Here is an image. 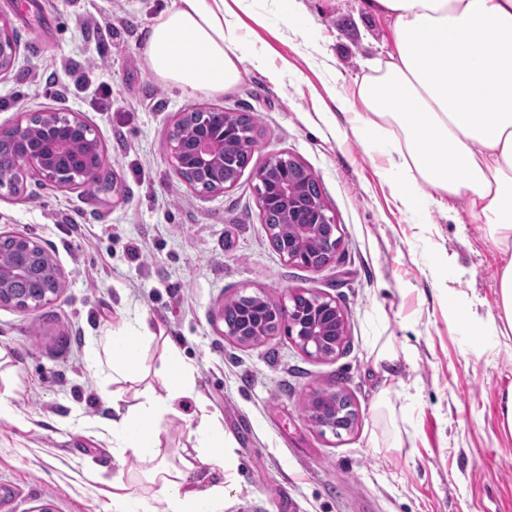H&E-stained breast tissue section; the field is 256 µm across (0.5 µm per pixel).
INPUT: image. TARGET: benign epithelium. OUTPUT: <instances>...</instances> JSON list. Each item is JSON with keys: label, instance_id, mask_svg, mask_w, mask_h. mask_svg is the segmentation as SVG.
<instances>
[{"label": "benign epithelium", "instance_id": "obj_1", "mask_svg": "<svg viewBox=\"0 0 512 512\" xmlns=\"http://www.w3.org/2000/svg\"><path fill=\"white\" fill-rule=\"evenodd\" d=\"M19 42L9 21L0 18V78L11 73ZM239 138L249 155L255 136L245 129V114L194 109L183 112L170 127L166 152L175 172L193 189L222 193L235 185L224 178V136ZM83 145L72 154L75 142ZM104 151L91 126L77 112L26 113L9 128L0 127V189L14 194L24 190L27 178L71 189L99 183ZM260 213L275 206L288 208V217L300 224L264 221L275 252L286 263L311 270L327 267L341 243L340 227L320 195L313 172L288 154L269 156L255 173ZM10 248L0 251V307L37 313L53 304L66 286V274L56 256L30 237L14 233ZM290 304L271 302L257 295H241V316L222 315L223 334L248 344L284 330L305 355L331 359L343 350L346 325L336 299L315 293L289 294ZM308 415L315 426L333 434L350 430L355 416L346 399L321 390L310 393Z\"/></svg>", "mask_w": 512, "mask_h": 512}]
</instances>
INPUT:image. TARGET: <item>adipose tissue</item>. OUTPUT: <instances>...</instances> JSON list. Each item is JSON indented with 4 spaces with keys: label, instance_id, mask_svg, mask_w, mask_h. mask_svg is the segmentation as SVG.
I'll return each instance as SVG.
<instances>
[{
    "label": "adipose tissue",
    "instance_id": "1",
    "mask_svg": "<svg viewBox=\"0 0 512 512\" xmlns=\"http://www.w3.org/2000/svg\"><path fill=\"white\" fill-rule=\"evenodd\" d=\"M242 2L172 0L145 33L149 70L188 93L232 89L241 66L263 64L239 35L235 7ZM365 7L392 19L394 49L368 62L357 85L356 132L380 145L407 213L466 199L487 241L512 251V0H366ZM154 338L145 315L109 339L113 382L137 379L143 346ZM163 360L165 395L113 404L112 450L149 463L165 512H219L234 464L224 428L196 395L183 350L166 343ZM190 396L200 414L198 455L173 464L159 457L160 422Z\"/></svg>",
    "mask_w": 512,
    "mask_h": 512
}]
</instances>
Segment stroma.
Listing matches in <instances>:
<instances>
[{"label": "stroma", "mask_w": 512, "mask_h": 512, "mask_svg": "<svg viewBox=\"0 0 512 512\" xmlns=\"http://www.w3.org/2000/svg\"><path fill=\"white\" fill-rule=\"evenodd\" d=\"M308 34L288 27L283 0H245L241 34L267 66L244 65L235 88L186 95L157 81L142 30L171 0H0L20 44L0 81V126L23 112H77L105 150L115 190L87 193L28 181L0 195V233L19 232L53 251L68 273L59 299L26 315L0 307V512H112L108 483L123 476L153 512L165 505L147 465L112 454L101 419L112 395L133 405L164 394L165 338L183 349L199 392L218 414L237 457L223 512H512V434L500 402L512 387V337L495 335L496 274L508 256L472 224L466 200L410 217L382 177L380 149L356 136L344 113L367 60L392 48L391 19L364 0H301ZM112 90L95 108L78 76ZM64 96H45V82ZM221 108L257 115L251 161L236 185L194 192L167 159L177 114ZM290 154L316 176L341 227L336 260L321 271L285 263L257 204L255 170ZM457 271H440L441 254ZM308 291L336 299L347 344L330 360L305 356L286 334L252 344L224 338L225 300L273 302ZM477 304L460 323L449 301ZM149 315L155 340L132 382L93 368L91 347ZM385 340L408 359L377 369ZM344 389L358 420L341 436L320 432L306 402ZM192 400L160 424V453L193 458Z\"/></svg>", "instance_id": "35a3bbf8"}]
</instances>
